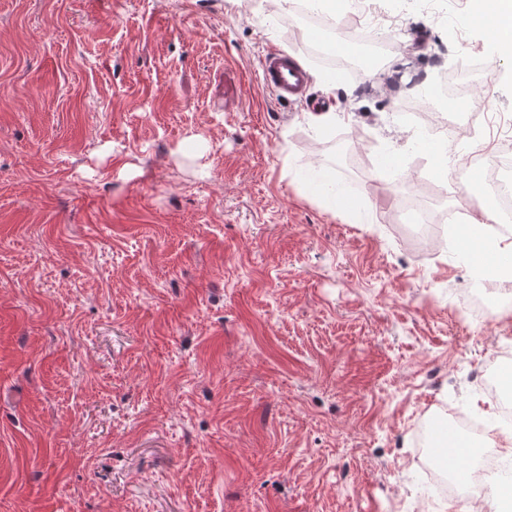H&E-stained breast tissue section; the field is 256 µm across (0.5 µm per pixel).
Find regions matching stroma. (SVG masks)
Here are the masks:
<instances>
[{
    "label": "stroma",
    "instance_id": "stroma-1",
    "mask_svg": "<svg viewBox=\"0 0 512 512\" xmlns=\"http://www.w3.org/2000/svg\"><path fill=\"white\" fill-rule=\"evenodd\" d=\"M380 5L427 54L349 55L291 106L267 50L329 69L272 0H0V512L448 507L414 435L492 412L474 378L512 311L457 346L466 229L431 264L397 244L419 133L395 88L478 57L512 115V59L475 0ZM322 101L347 119L313 126Z\"/></svg>",
    "mask_w": 512,
    "mask_h": 512
}]
</instances>
